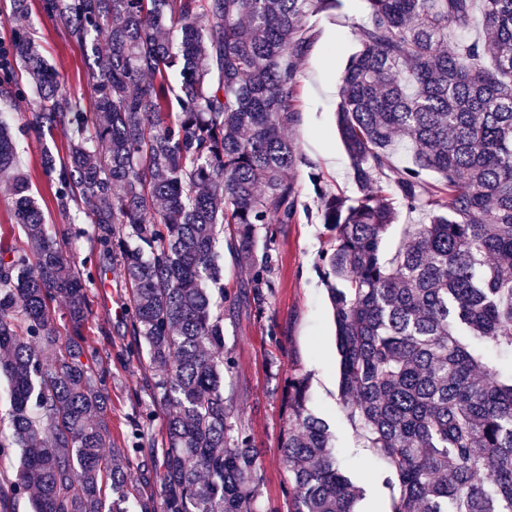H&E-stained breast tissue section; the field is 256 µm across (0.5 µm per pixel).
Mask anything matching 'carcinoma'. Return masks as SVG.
<instances>
[{
    "label": "carcinoma",
    "mask_w": 512,
    "mask_h": 512,
    "mask_svg": "<svg viewBox=\"0 0 512 512\" xmlns=\"http://www.w3.org/2000/svg\"><path fill=\"white\" fill-rule=\"evenodd\" d=\"M359 49L343 73L338 134L353 196L328 190L285 134L299 118L312 18L342 0H39L87 59L94 118L13 32L0 105L38 139L73 131L41 165L64 227L51 234L0 117V178L26 248L0 239V372L22 450L0 512H122L140 438L110 455L106 380L82 361L87 293L119 267L138 358L162 372L166 448L150 512H264L262 467L224 398V225L253 270L241 300L262 310L277 225L300 215L306 171L335 233L319 274L332 307L339 392L385 464L387 512H512V0H361ZM23 71L34 97L17 79ZM405 152L408 160L395 164ZM426 213L390 256L398 210ZM94 225L82 270L60 241ZM122 224L126 238L112 236ZM61 299L66 335L51 303ZM288 512H356L309 381L284 379Z\"/></svg>",
    "instance_id": "carcinoma-1"
}]
</instances>
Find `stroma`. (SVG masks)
<instances>
[{
  "instance_id": "35a3bbf8",
  "label": "stroma",
  "mask_w": 512,
  "mask_h": 512,
  "mask_svg": "<svg viewBox=\"0 0 512 512\" xmlns=\"http://www.w3.org/2000/svg\"><path fill=\"white\" fill-rule=\"evenodd\" d=\"M363 19L359 0H349L342 15L316 20L315 42L299 68V121L288 132L307 159L313 160L325 184L333 191L353 194L355 185L349 157L336 126L339 81L349 55L356 49V26ZM32 24L47 61L66 79L68 91L87 104L90 96L84 75V50L62 37L53 24L40 18L8 16L0 20V42L9 43L15 29ZM12 131L19 161L30 176L31 191L48 222H58L53 191L39 158L42 143L14 121ZM307 210L294 224H281L272 245L273 261L263 312L245 304L224 307V354L233 362L224 376L233 424L242 426L261 451V500L267 512H288L285 490L288 471L282 462L280 440L286 412L282 401L283 378L299 369L309 378L310 405L329 426L342 467L358 469L364 488L360 512H385L388 492L380 479L382 465L364 448L355 426L344 412L338 390L339 357L335 324L326 288L318 272L320 253L329 234L318 217L310 184L302 186ZM89 315L84 350L93 369L106 372L112 409L106 433L113 448L127 445L134 423H141L145 446L134 460L128 480L134 486L133 512L155 499L160 490L162 407L154 405L147 384L154 371L130 352L135 345L127 328L128 303L119 270L102 275L89 292ZM150 420H143V413Z\"/></svg>"
}]
</instances>
